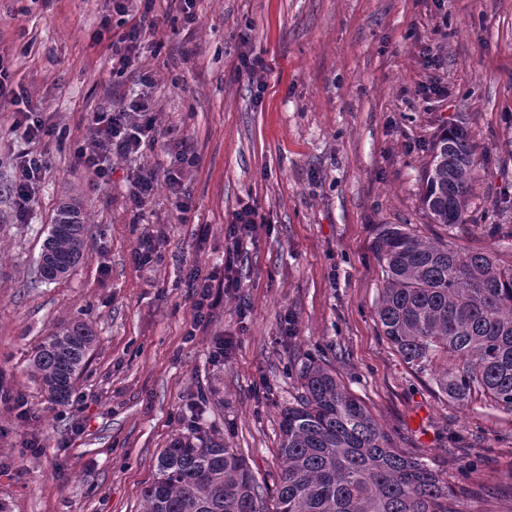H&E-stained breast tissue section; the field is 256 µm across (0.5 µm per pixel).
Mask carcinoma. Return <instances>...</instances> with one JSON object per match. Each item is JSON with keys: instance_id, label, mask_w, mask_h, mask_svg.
Here are the masks:
<instances>
[{"instance_id": "obj_1", "label": "carcinoma", "mask_w": 512, "mask_h": 512, "mask_svg": "<svg viewBox=\"0 0 512 512\" xmlns=\"http://www.w3.org/2000/svg\"><path fill=\"white\" fill-rule=\"evenodd\" d=\"M478 174L474 134L445 129L432 145L420 203L451 236L465 229ZM85 244L84 212L72 199L50 224L37 260L41 278L67 274ZM373 250L383 277L381 331L404 363L443 396L463 402L481 393L512 412V260L429 240L408 224L379 225ZM95 344L85 321L46 336L32 368L51 402L69 401ZM301 379L303 393L281 415L283 468L272 507L245 458L195 429L158 455L140 512H459L432 464L396 448L336 374L311 361Z\"/></svg>"}]
</instances>
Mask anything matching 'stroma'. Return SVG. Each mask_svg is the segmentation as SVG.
<instances>
[{"label": "stroma", "instance_id": "35a3bbf8", "mask_svg": "<svg viewBox=\"0 0 512 512\" xmlns=\"http://www.w3.org/2000/svg\"><path fill=\"white\" fill-rule=\"evenodd\" d=\"M193 12L186 22L181 0H0V63L52 128L25 143L0 101V512H139L158 454L197 425L223 434L272 500L280 412L312 359L395 447L436 467L459 512H512V413L481 394L447 400L408 368L381 334L371 250L380 224L446 235L419 205L421 175L437 136L462 122L480 179L456 244L512 255L511 237L487 233L512 225L498 204L512 194V0H196ZM144 13L155 25L121 68L112 45ZM245 52L265 60L262 79L240 71ZM135 95L157 139L95 179L78 162L88 119ZM173 141L196 157L190 211L161 179L132 209L131 176L169 166ZM27 151L48 167L21 209L11 185ZM72 197L85 256L48 282L36 260ZM246 205L259 223L237 246L229 228ZM148 241L157 250L139 262ZM228 273L239 291L198 318L193 276ZM80 319L96 346L57 405L31 359Z\"/></svg>", "mask_w": 512, "mask_h": 512}]
</instances>
